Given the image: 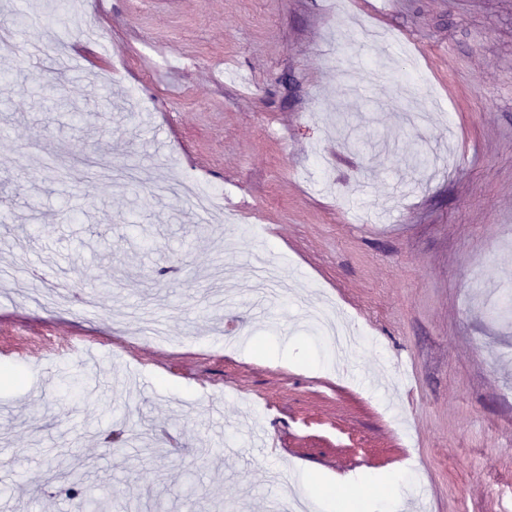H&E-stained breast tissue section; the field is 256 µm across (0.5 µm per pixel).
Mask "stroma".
Masks as SVG:
<instances>
[{"mask_svg":"<svg viewBox=\"0 0 512 512\" xmlns=\"http://www.w3.org/2000/svg\"><path fill=\"white\" fill-rule=\"evenodd\" d=\"M2 29L44 53L0 47V512H69L78 458L112 512L398 467L397 512H512V0H0ZM179 186L184 193L193 198L196 204L201 207L212 206L220 199V193L206 188L189 178L182 179Z\"/></svg>","mask_w":512,"mask_h":512,"instance_id":"1","label":"stroma"}]
</instances>
